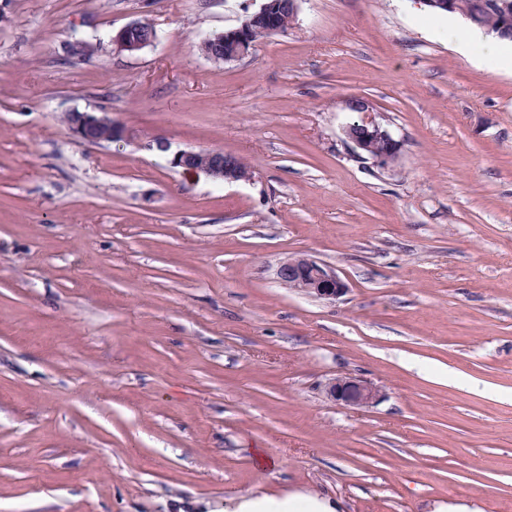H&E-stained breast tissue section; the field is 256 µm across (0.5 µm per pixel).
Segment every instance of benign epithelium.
<instances>
[{"instance_id": "1", "label": "benign epithelium", "mask_w": 512, "mask_h": 512, "mask_svg": "<svg viewBox=\"0 0 512 512\" xmlns=\"http://www.w3.org/2000/svg\"><path fill=\"white\" fill-rule=\"evenodd\" d=\"M418 3L428 12L446 11L469 17L464 0H418ZM284 6L290 18L297 19L299 0H263L259 9L247 15L239 26L206 38L205 43L213 47L210 60L226 64L251 56L258 34L269 37L282 32L280 18ZM147 28L151 25L145 21L128 23L112 34V45L121 51L137 53L156 40L153 35L143 37ZM349 109L358 113L359 118L342 127L345 141L377 166L383 169L393 166L401 154L402 143L379 121L374 106L367 100L357 99L349 103ZM66 122L75 139L83 144L99 145L131 138L129 129L105 112H69ZM171 165L186 171H201L226 183L252 179L251 170L243 166L239 157L219 149L180 150L173 155ZM276 275L283 284L319 299L336 300L348 292V284L333 267L308 254L283 261ZM325 390L333 401L353 410L368 408L383 396L379 387L352 375L331 379Z\"/></svg>"}]
</instances>
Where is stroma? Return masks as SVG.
I'll list each match as a JSON object with an SVG mask.
<instances>
[{
    "label": "stroma",
    "instance_id": "obj_1",
    "mask_svg": "<svg viewBox=\"0 0 512 512\" xmlns=\"http://www.w3.org/2000/svg\"><path fill=\"white\" fill-rule=\"evenodd\" d=\"M260 5L0 0V512H512V68L413 0H302L203 56ZM137 20L156 42L113 47ZM357 98L390 168L342 137ZM73 110L131 141L77 143ZM216 148L253 180L170 164ZM302 253L347 294L282 285ZM345 374L382 398L337 405ZM283 3V0H263L259 9L247 15L239 26L205 38V43L214 48L210 60L224 64L240 61L252 55L259 33L269 37L280 34L282 27H289L290 20L286 22L282 18L280 22ZM349 109L358 112L359 118L342 127L345 141L377 166L383 169L393 166L401 154L402 143L379 121L374 106L368 100L357 99L349 103ZM225 512H335L325 499L297 494L283 498L268 495H246L236 500Z\"/></svg>",
    "mask_w": 512,
    "mask_h": 512
}]
</instances>
